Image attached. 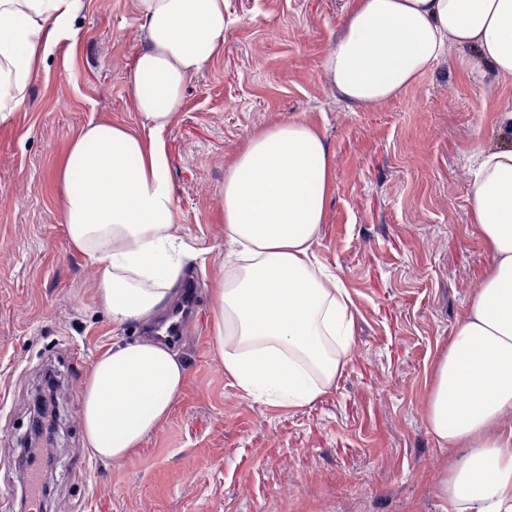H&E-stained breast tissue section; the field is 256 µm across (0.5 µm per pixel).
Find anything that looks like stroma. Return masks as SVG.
<instances>
[{
	"instance_id": "1",
	"label": "stroma",
	"mask_w": 512,
	"mask_h": 512,
	"mask_svg": "<svg viewBox=\"0 0 512 512\" xmlns=\"http://www.w3.org/2000/svg\"><path fill=\"white\" fill-rule=\"evenodd\" d=\"M353 0H231L224 49L183 90L166 131L176 219L192 258L195 311L175 343L186 382L157 432L125 461L91 454L80 391L94 360L141 339L113 328L74 250L55 170L93 120L137 129L129 73L143 48L137 0H84L70 34L0 125V512H17L23 444L53 374L57 463L31 512H442L453 448L424 417L448 349L492 255L473 218L480 152L512 148V75L467 47L399 97L363 107L323 69ZM319 128L333 163L315 250L354 301L350 360L301 408L247 397L224 375L208 288L224 274V172L252 134Z\"/></svg>"
}]
</instances>
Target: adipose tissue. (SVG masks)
<instances>
[{"label":"adipose tissue","mask_w":512,"mask_h":512,"mask_svg":"<svg viewBox=\"0 0 512 512\" xmlns=\"http://www.w3.org/2000/svg\"><path fill=\"white\" fill-rule=\"evenodd\" d=\"M229 0H138L145 45L130 87L140 131L89 123L58 171L70 244L95 271L94 300L113 324H152L170 308L194 249L179 235L164 133L185 86L224 48ZM81 0H0V125L29 76L66 36ZM472 46L512 75V0H354L324 68L346 101L398 96L445 56ZM332 163L312 124L251 135L224 173L231 272L213 280L212 332L224 374L248 397L310 404L347 365L353 301L314 245ZM478 231L494 262L437 363L424 415L436 444L459 454L440 470L442 512H512V150L483 155L472 183ZM186 380L152 339L115 344L80 392L90 451L120 462L168 420Z\"/></svg>","instance_id":"adipose-tissue-1"}]
</instances>
